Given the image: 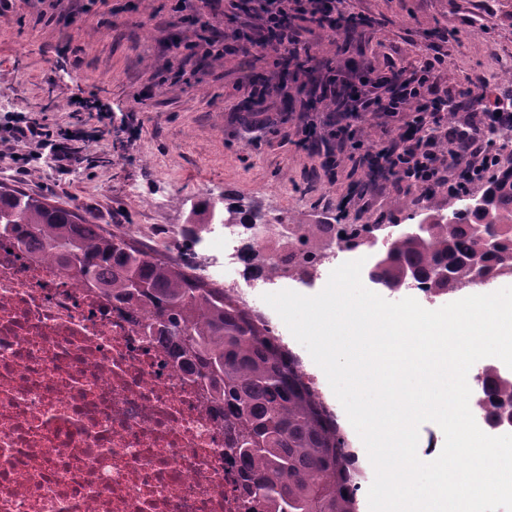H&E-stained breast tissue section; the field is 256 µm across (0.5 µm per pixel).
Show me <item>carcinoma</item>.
I'll return each mask as SVG.
<instances>
[{
  "label": "carcinoma",
  "instance_id": "cac0c4a2",
  "mask_svg": "<svg viewBox=\"0 0 512 512\" xmlns=\"http://www.w3.org/2000/svg\"><path fill=\"white\" fill-rule=\"evenodd\" d=\"M467 195L459 186L448 206L428 209L419 196L397 199L394 209L411 217L426 210L430 228L391 237L384 247L389 258L370 269L369 282L394 292L412 272L433 294L472 287L474 224L498 241L497 251L485 257L488 280L512 279V160L483 185V209L464 207ZM227 212L234 224L262 221L251 207ZM295 224L301 242L318 245L321 225ZM0 235L57 262L74 283L107 291L144 313L142 332L170 343L195 385L224 401L225 444L241 465L243 496L263 500L268 512H358L350 441L298 372L297 357L259 315L167 255L144 251L44 197L1 190ZM487 391L511 401L512 377L488 369Z\"/></svg>",
  "mask_w": 512,
  "mask_h": 512
}]
</instances>
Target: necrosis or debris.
<instances>
[{
	"mask_svg": "<svg viewBox=\"0 0 512 512\" xmlns=\"http://www.w3.org/2000/svg\"><path fill=\"white\" fill-rule=\"evenodd\" d=\"M188 244L184 262L237 297L288 287L293 265L319 278L351 249L329 225L304 260L282 223L215 224ZM249 244L278 271L251 270L244 286ZM142 321L0 237V512H265L241 495L223 402Z\"/></svg>",
	"mask_w": 512,
	"mask_h": 512,
	"instance_id": "obj_1",
	"label": "necrosis or debris"
}]
</instances>
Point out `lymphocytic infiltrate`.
Listing matches in <instances>:
<instances>
[{"instance_id":"f902f5d3","label":"lymphocytic infiltrate","mask_w":512,"mask_h":512,"mask_svg":"<svg viewBox=\"0 0 512 512\" xmlns=\"http://www.w3.org/2000/svg\"><path fill=\"white\" fill-rule=\"evenodd\" d=\"M232 10H245L261 31L253 37L245 29H236L229 39L250 47L274 48L289 54L301 53L300 22L308 21L325 31H335L336 22L344 16L337 9V0H252L244 6L242 0H228ZM198 40L187 44L189 56L211 60L224 57L225 39L205 24ZM312 62L313 73L322 83L321 95L333 105V128L321 137L324 147L322 165L335 170L341 158L387 178H402L408 191L436 188L453 182L457 156H466L479 174L491 171L500 158L501 150L490 138L492 131H511L512 112L498 115L482 112L481 100L469 99V106L479 108L478 122L461 132L448 126L447 101L432 99V81L442 63L439 56L427 58L420 70H392L376 79H363L360 86H351L341 71L322 69L314 64L313 54H304ZM383 115L400 119L412 136L398 135L377 147L365 146L357 139L350 117ZM91 135L80 125H62L50 118L35 121L19 113L0 116V143L23 142L27 152L16 154L14 164L19 174H28L37 164L50 163L58 172L68 174L81 169L88 161Z\"/></svg>"}]
</instances>
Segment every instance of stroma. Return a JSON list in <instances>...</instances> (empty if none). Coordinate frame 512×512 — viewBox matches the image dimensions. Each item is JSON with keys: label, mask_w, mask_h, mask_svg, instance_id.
Listing matches in <instances>:
<instances>
[{"label": "stroma", "mask_w": 512, "mask_h": 512, "mask_svg": "<svg viewBox=\"0 0 512 512\" xmlns=\"http://www.w3.org/2000/svg\"><path fill=\"white\" fill-rule=\"evenodd\" d=\"M169 0H107L85 10L81 0H62L59 16L38 0L0 18V113L51 116L97 130L98 111L112 113V128L99 132L87 167L61 174L49 167L18 175L11 157L23 145L0 144V187L35 196L92 216L144 249L192 219L200 199L223 196L225 205L257 201L264 214L310 224L404 223L393 200L404 185L387 183L368 206H339L362 171L343 161L324 170L319 155L303 148L300 127L325 116L328 101L309 96L307 73L289 66L277 78L273 53H225L189 82L159 85L144 103L137 96L157 83L174 62L172 40H196L199 25L172 14ZM356 25L309 39L324 66L352 69L355 76L390 68H419L431 49L444 56L434 93L458 101L454 125L474 121L462 102L464 89L512 71V0H347ZM275 85L249 97L248 81ZM90 109L69 114L71 97ZM135 112L139 134L129 138L119 117ZM270 115L267 128L248 132L245 120Z\"/></svg>", "instance_id": "1"}]
</instances>
